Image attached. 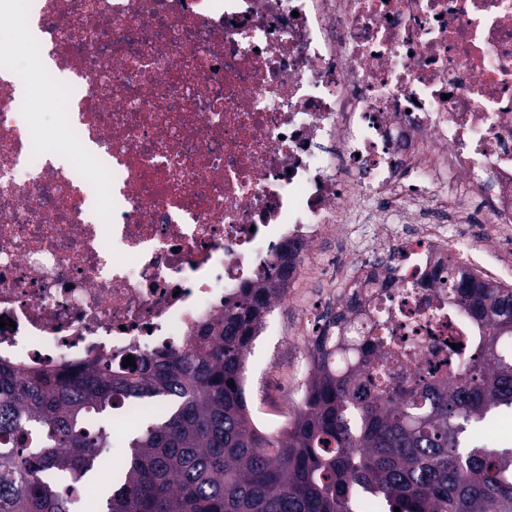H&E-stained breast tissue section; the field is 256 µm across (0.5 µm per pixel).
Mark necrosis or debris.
<instances>
[{
	"label": "necrosis or debris",
	"instance_id": "1",
	"mask_svg": "<svg viewBox=\"0 0 512 512\" xmlns=\"http://www.w3.org/2000/svg\"><path fill=\"white\" fill-rule=\"evenodd\" d=\"M16 3L0 25L44 65L0 51V361L184 353L287 248L303 345L389 258L368 309L425 338L392 382L445 357L465 314L409 282L472 269V224L512 252V0Z\"/></svg>",
	"mask_w": 512,
	"mask_h": 512
}]
</instances>
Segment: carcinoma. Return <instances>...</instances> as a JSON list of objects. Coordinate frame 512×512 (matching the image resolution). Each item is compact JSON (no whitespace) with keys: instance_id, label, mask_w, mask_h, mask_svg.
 <instances>
[{"instance_id":"1","label":"carcinoma","mask_w":512,"mask_h":512,"mask_svg":"<svg viewBox=\"0 0 512 512\" xmlns=\"http://www.w3.org/2000/svg\"><path fill=\"white\" fill-rule=\"evenodd\" d=\"M284 276L245 286L184 355H139L21 376L0 363V512H512V448L464 434L512 407V288L453 262L417 277L468 313L435 374L390 383L397 346L349 300L326 317L288 425L255 427L243 379L249 346ZM133 399L155 418L127 433L113 463L112 417Z\"/></svg>"}]
</instances>
